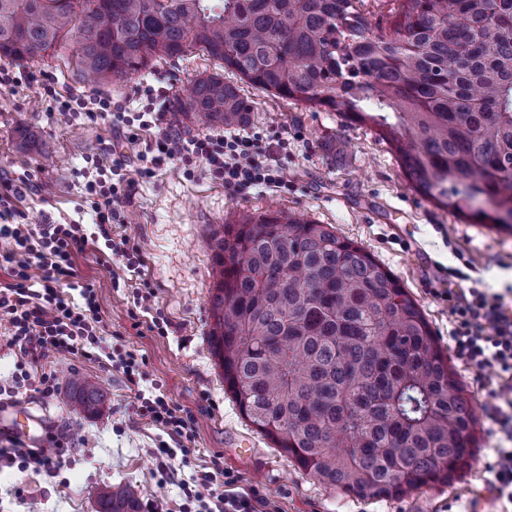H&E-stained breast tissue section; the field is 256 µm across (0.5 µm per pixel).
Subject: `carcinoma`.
Listing matches in <instances>:
<instances>
[{"label":"carcinoma","instance_id":"obj_1","mask_svg":"<svg viewBox=\"0 0 512 512\" xmlns=\"http://www.w3.org/2000/svg\"><path fill=\"white\" fill-rule=\"evenodd\" d=\"M0 0V58L40 62L74 37L97 85L198 49L255 87L395 144L440 208L512 231V0ZM174 112L240 129L253 107L220 74ZM210 346L242 416L323 484L363 499L451 484L477 416L419 306L369 253L303 214L248 215L214 238ZM69 399L95 409L102 387ZM98 512H140L132 485Z\"/></svg>","mask_w":512,"mask_h":512}]
</instances>
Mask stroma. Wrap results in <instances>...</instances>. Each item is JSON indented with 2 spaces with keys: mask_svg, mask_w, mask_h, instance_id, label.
<instances>
[{
  "mask_svg": "<svg viewBox=\"0 0 512 512\" xmlns=\"http://www.w3.org/2000/svg\"><path fill=\"white\" fill-rule=\"evenodd\" d=\"M76 49L72 40L55 56L26 64L33 83L0 86V182H27L19 208L29 224H82L91 234L95 227L87 214L84 172L95 163L111 166L113 153H122L133 182L112 231L128 235L141 249V275L153 290L150 305L165 314L171 327L164 336L150 331L151 316L134 308L131 274L121 259L104 258L93 246L75 256L78 284H93L97 291L106 342L90 357L52 354L42 359L60 387L57 397L23 389L0 394V404L49 414L43 445L64 458L53 477L16 466L0 470V512H97L91 489L124 484L138 486L142 499L159 498L171 510L183 499L181 483H193L215 456L237 477L239 490L257 491L281 512H495L486 478L497 439L486 401L497 383L457 355L443 295L471 287L477 279L498 292L512 290V232L469 223L436 206L413 187L394 145L375 130L257 89L201 52L160 61L104 88L82 79ZM218 72L252 101L249 132L284 141L276 158L287 188L260 186L236 193L201 166L189 169L180 162L138 176L148 132L131 142L107 121L70 123L39 100L40 83L46 80L61 95L103 94L134 113L142 109L144 83L162 82L174 98L196 78ZM268 212L303 213L331 225L397 276L422 308L478 416L472 466L452 484L386 500L344 494L302 470L242 417L225 392L222 368L209 344V302L217 283L211 242L224 224ZM451 266L460 269V276H446ZM115 349L143 358L146 378L140 387L145 394L164 395L194 416L189 456H156L165 435L135 414L134 394L124 376L105 366ZM74 375L106 388L95 411L75 412L68 406Z\"/></svg>",
  "mask_w": 512,
  "mask_h": 512,
  "instance_id": "obj_1",
  "label": "stroma"
}]
</instances>
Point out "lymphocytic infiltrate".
Listing matches in <instances>:
<instances>
[{"label": "lymphocytic infiltrate", "mask_w": 512, "mask_h": 512, "mask_svg": "<svg viewBox=\"0 0 512 512\" xmlns=\"http://www.w3.org/2000/svg\"><path fill=\"white\" fill-rule=\"evenodd\" d=\"M141 111L128 113L113 106L108 98H59L54 85L43 83L42 96L54 100L65 120L104 119L113 129L137 126L154 133L148 164L139 175L152 174L154 167L173 161L202 163L226 187L243 192L257 185L286 187L287 182L272 149L261 148L250 135L229 133L188 138L183 136L160 108L168 90L144 86ZM122 158L111 168L95 167L86 175V191L94 223L111 224L120 213L125 197L122 183L111 175L122 171ZM22 186L12 183L0 189V238L13 240L14 250L5 260L12 281L0 287V326L14 349L18 366L32 365L47 353H86L100 344L98 302L93 285L80 289L81 303H74L66 290L76 277L74 257L83 252L89 237L79 224H42L32 229L15 223ZM453 316L451 340L466 363L479 373L493 374L498 388L492 391L488 408L505 445L495 451L490 485L501 506H512V305L490 288H469L449 297ZM134 406L139 416L160 426L169 435L192 441L195 420L170 405L163 396L138 392ZM223 481L224 492L213 495L205 512H271V502L262 495L233 492L234 475L220 459H212L210 470L201 472L199 482L210 486Z\"/></svg>", "instance_id": "obj_1"}]
</instances>
